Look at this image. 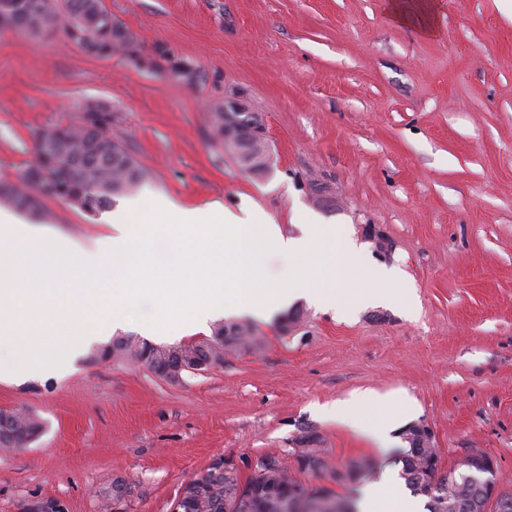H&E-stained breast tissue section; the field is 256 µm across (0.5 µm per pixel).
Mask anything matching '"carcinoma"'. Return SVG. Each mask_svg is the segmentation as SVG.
<instances>
[{
    "instance_id": "obj_1",
    "label": "carcinoma",
    "mask_w": 512,
    "mask_h": 512,
    "mask_svg": "<svg viewBox=\"0 0 512 512\" xmlns=\"http://www.w3.org/2000/svg\"><path fill=\"white\" fill-rule=\"evenodd\" d=\"M19 12V28L36 33L40 27H63L66 37L82 46L80 32L94 37L98 57L114 54L128 55L140 49L128 38L129 29L112 18L102 0H65V15L47 0H14ZM112 113L86 112L78 125L58 126L32 134L34 163L11 185H0V200L40 220L44 212L35 202L39 196L75 199L78 208L96 217L112 208L116 199L136 192L145 178V170L129 149L110 133ZM237 328L240 346L256 347L259 339L251 335L245 324L219 321L213 328ZM152 353L150 344L132 337H115L101 351L104 359L142 360ZM428 450L408 448L401 453V476L406 486L417 495L428 497V512H439L440 500L454 499L467 492L454 483L439 482L435 487L426 484L425 470ZM235 480L253 491L248 512H289L286 504L291 498L303 499L299 512H351L344 499L319 487L305 485L286 472L278 475L282 498L262 499L256 494L259 477L236 475ZM225 478L212 475L194 477L188 481L186 496L191 499L188 512H226Z\"/></svg>"
}]
</instances>
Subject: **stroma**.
I'll return each mask as SVG.
<instances>
[{
  "label": "stroma",
  "instance_id": "1",
  "mask_svg": "<svg viewBox=\"0 0 512 512\" xmlns=\"http://www.w3.org/2000/svg\"><path fill=\"white\" fill-rule=\"evenodd\" d=\"M103 2L145 54L165 47L197 78L89 55L59 28L0 31V183L33 162L32 132L78 124L96 103L146 172L134 198L95 218L42 198L47 235L88 245L133 200L247 207L291 236L306 213L398 268L419 310L339 321L301 302L251 321L258 347L178 382L97 344L63 375L2 380L0 409L33 411L45 429L0 449V512L33 497L101 512L116 475L132 488L127 512H171L214 458L233 456L246 476L308 433L356 481L297 480L355 496L400 450L379 452L320 409L366 389L416 401L443 467L479 448L512 490V0H432L433 37L395 21L387 0ZM235 96L264 120V178L213 138L214 110Z\"/></svg>",
  "mask_w": 512,
  "mask_h": 512
}]
</instances>
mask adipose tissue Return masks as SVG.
<instances>
[{"mask_svg": "<svg viewBox=\"0 0 512 512\" xmlns=\"http://www.w3.org/2000/svg\"><path fill=\"white\" fill-rule=\"evenodd\" d=\"M324 416L369 439L379 450H387L396 441L399 431L418 415L417 404L409 397L381 395L372 390L353 394L349 399L324 406ZM394 470L383 469L376 481L363 490L362 512H424L423 503L414 497L390 501L384 495L396 486Z\"/></svg>", "mask_w": 512, "mask_h": 512, "instance_id": "1", "label": "adipose tissue"}]
</instances>
